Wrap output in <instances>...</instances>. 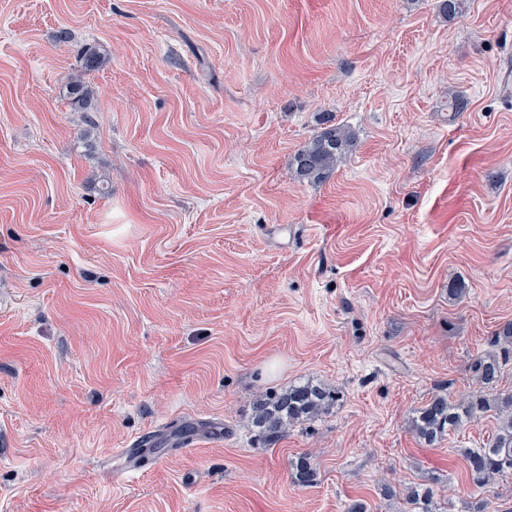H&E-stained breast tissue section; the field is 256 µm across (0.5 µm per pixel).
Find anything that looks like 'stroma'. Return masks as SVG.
Returning <instances> with one entry per match:
<instances>
[{
	"label": "stroma",
	"mask_w": 512,
	"mask_h": 512,
	"mask_svg": "<svg viewBox=\"0 0 512 512\" xmlns=\"http://www.w3.org/2000/svg\"><path fill=\"white\" fill-rule=\"evenodd\" d=\"M511 56L512 0H0V512H512L460 454L496 419L410 425L483 353L512 393ZM326 115L355 147L299 180ZM306 381L336 407L260 437ZM338 397V391L310 382L266 392L255 403L252 426L260 436L279 440L295 424L327 413L339 401Z\"/></svg>",
	"instance_id": "35a3bbf8"
}]
</instances>
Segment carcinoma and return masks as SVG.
I'll return each instance as SVG.
<instances>
[{
	"instance_id": "1",
	"label": "carcinoma",
	"mask_w": 512,
	"mask_h": 512,
	"mask_svg": "<svg viewBox=\"0 0 512 512\" xmlns=\"http://www.w3.org/2000/svg\"><path fill=\"white\" fill-rule=\"evenodd\" d=\"M67 94L78 109H85L90 104L91 92L79 77L70 80ZM355 140V134L348 127L323 122V128L295 153L291 163L295 176L313 183L326 180L347 157ZM474 369L480 384L486 389L495 387L502 374V365L491 355L478 357ZM338 401L339 392L323 385L310 382L292 384L259 396L254 406L252 426L260 436L279 440L287 436L294 425L327 413ZM487 413L498 421L496 436L485 448H465L462 451L469 480L478 487H484L496 477L512 472V394L500 397L481 391L457 399L449 395L436 396L416 412L411 426L418 438L433 444L463 421ZM293 475L301 486H310L316 479V471L305 457L295 462Z\"/></svg>"
}]
</instances>
